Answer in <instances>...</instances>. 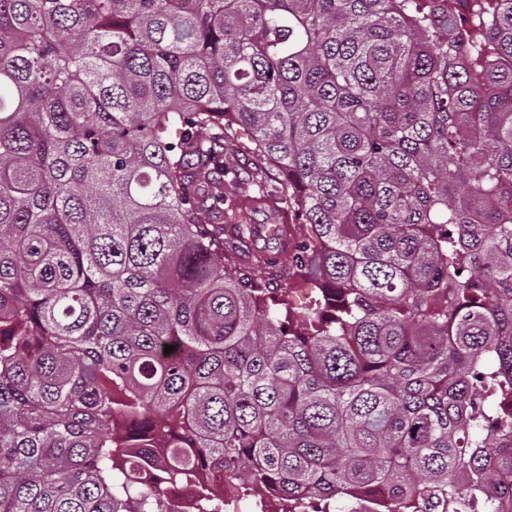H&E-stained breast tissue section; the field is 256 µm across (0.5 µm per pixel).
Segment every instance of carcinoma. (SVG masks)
<instances>
[{
	"instance_id": "cac0c4a2",
	"label": "carcinoma",
	"mask_w": 512,
	"mask_h": 512,
	"mask_svg": "<svg viewBox=\"0 0 512 512\" xmlns=\"http://www.w3.org/2000/svg\"><path fill=\"white\" fill-rule=\"evenodd\" d=\"M208 470L193 512L512 500V0H0V512ZM231 154L230 160L238 171V178L231 181L232 176L227 178L228 183L225 185L227 195L235 201L238 198L239 207L241 208V215L250 224H272L279 222L280 224H287V218L277 211L278 200L268 199L260 205L251 204L249 201L239 198L242 194L247 192V187L244 185L251 178V171L253 169V161L251 157L246 154H236L229 151ZM393 487L387 484H378L375 485L370 492L369 498L371 501L367 499L356 498L355 500L349 501L345 506L346 512H383L384 510H380L378 506L385 505L386 503H391L393 499ZM375 508L377 511H368L372 508Z\"/></svg>"
}]
</instances>
